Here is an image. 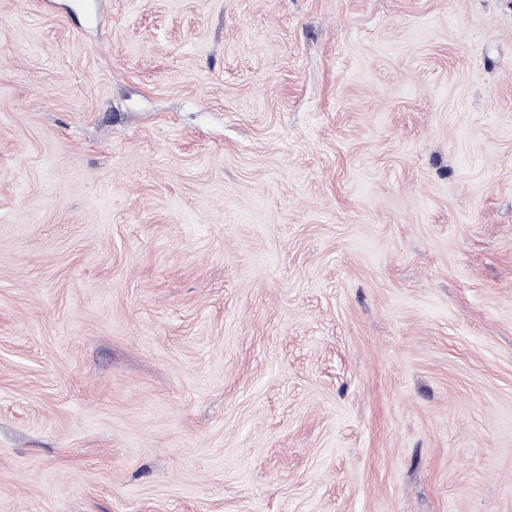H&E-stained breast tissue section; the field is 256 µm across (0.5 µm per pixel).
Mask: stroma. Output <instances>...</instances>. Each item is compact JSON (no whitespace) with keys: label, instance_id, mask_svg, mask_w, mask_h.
I'll return each mask as SVG.
<instances>
[{"label":"stroma","instance_id":"1","mask_svg":"<svg viewBox=\"0 0 512 512\" xmlns=\"http://www.w3.org/2000/svg\"><path fill=\"white\" fill-rule=\"evenodd\" d=\"M0 512H512V0H0Z\"/></svg>","mask_w":512,"mask_h":512}]
</instances>
